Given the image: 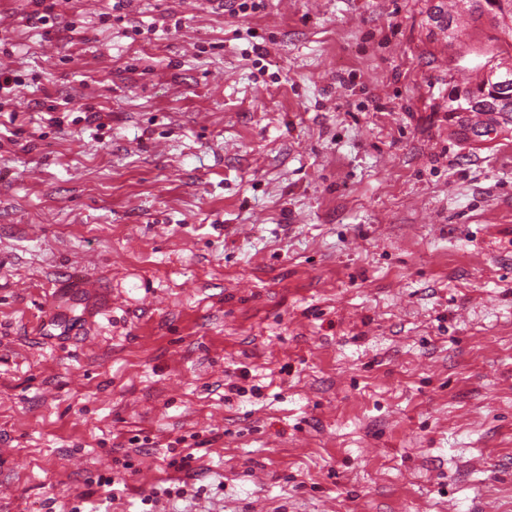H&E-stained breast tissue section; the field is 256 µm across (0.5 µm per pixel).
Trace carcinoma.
Returning <instances> with one entry per match:
<instances>
[{"mask_svg": "<svg viewBox=\"0 0 512 512\" xmlns=\"http://www.w3.org/2000/svg\"><path fill=\"white\" fill-rule=\"evenodd\" d=\"M487 17L508 38L503 57L483 71L476 83L454 84L448 92V128L457 139L482 143L489 129L508 137L512 133V0H454L449 9L435 6L434 22L448 33V43L459 39L464 23Z\"/></svg>", "mask_w": 512, "mask_h": 512, "instance_id": "carcinoma-1", "label": "carcinoma"}]
</instances>
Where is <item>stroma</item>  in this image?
Masks as SVG:
<instances>
[{
  "instance_id": "35a3bbf8",
  "label": "stroma",
  "mask_w": 512,
  "mask_h": 512,
  "mask_svg": "<svg viewBox=\"0 0 512 512\" xmlns=\"http://www.w3.org/2000/svg\"><path fill=\"white\" fill-rule=\"evenodd\" d=\"M438 2L0 0V512H512L503 42ZM435 6L434 22L448 32V44L458 41L465 22L487 17L508 40L497 63L483 71L476 83L454 84L448 92V128L457 139L482 143L512 133V0H455L448 10ZM501 71H511L505 76ZM498 72V73H497ZM506 79H510L505 81ZM497 135L489 138V129Z\"/></svg>"
}]
</instances>
